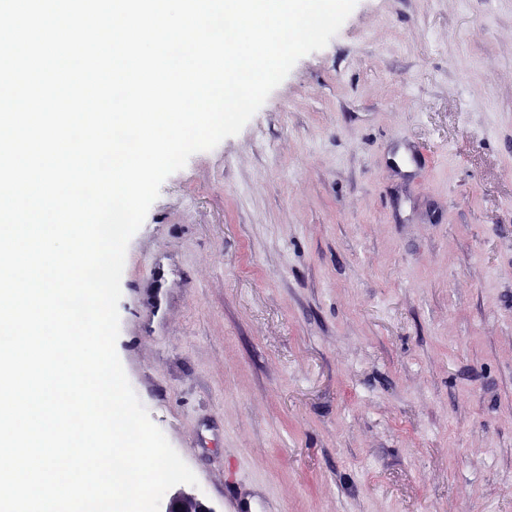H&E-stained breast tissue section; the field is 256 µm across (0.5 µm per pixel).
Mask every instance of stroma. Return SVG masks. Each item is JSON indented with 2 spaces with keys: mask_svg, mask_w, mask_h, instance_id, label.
I'll list each match as a JSON object with an SVG mask.
<instances>
[{
  "mask_svg": "<svg viewBox=\"0 0 512 512\" xmlns=\"http://www.w3.org/2000/svg\"><path fill=\"white\" fill-rule=\"evenodd\" d=\"M121 292L215 512H512V0H357L166 178Z\"/></svg>",
  "mask_w": 512,
  "mask_h": 512,
  "instance_id": "35a3bbf8",
  "label": "stroma"
}]
</instances>
